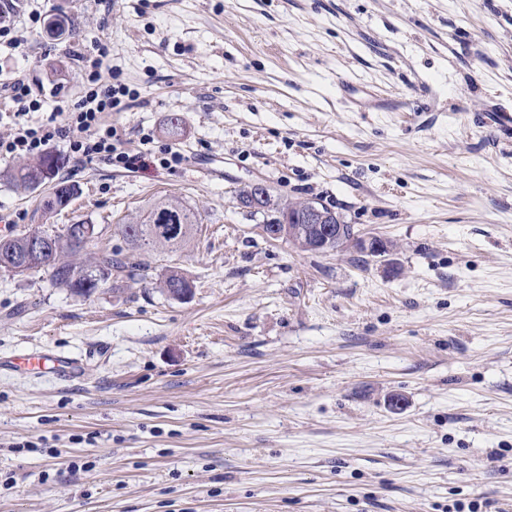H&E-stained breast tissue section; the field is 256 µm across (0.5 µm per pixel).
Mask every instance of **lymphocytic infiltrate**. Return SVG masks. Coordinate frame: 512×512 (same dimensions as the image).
Masks as SVG:
<instances>
[{
    "instance_id": "lymphocytic-infiltrate-1",
    "label": "lymphocytic infiltrate",
    "mask_w": 512,
    "mask_h": 512,
    "mask_svg": "<svg viewBox=\"0 0 512 512\" xmlns=\"http://www.w3.org/2000/svg\"><path fill=\"white\" fill-rule=\"evenodd\" d=\"M93 59L84 70L83 91L76 100L56 105L45 120L33 121L43 102L31 86L17 79L0 90L17 104L16 121L8 138H0V157H28L42 154L53 141L64 143L67 152L85 162L103 159L115 166L131 168L135 159L122 148L115 127L103 121L107 112L122 111L128 88L117 73L102 74L101 63L109 55L107 44L94 42Z\"/></svg>"
}]
</instances>
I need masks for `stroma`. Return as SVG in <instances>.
I'll list each match as a JSON object with an SVG mask.
<instances>
[{
	"label": "stroma",
	"instance_id": "obj_1",
	"mask_svg": "<svg viewBox=\"0 0 512 512\" xmlns=\"http://www.w3.org/2000/svg\"><path fill=\"white\" fill-rule=\"evenodd\" d=\"M64 15L0 83L82 90L108 44L132 92L106 116L126 170L61 143L78 195L55 224L123 246L155 200L198 211L187 245L89 296L0 274V360L78 358L72 382L0 369V512H512V0H0ZM179 136L167 133L171 116ZM183 160L161 165L167 149ZM313 198L363 236L304 252L267 239L235 192ZM48 186L0 177L17 233ZM192 280L178 300L165 269ZM47 442L57 457L29 452ZM82 456L91 468L71 473ZM347 247H355L360 251L366 252L372 256H381L390 251V245L386 240L379 237L364 238L359 235L354 237H343L337 230L330 234V227L325 229V234L318 242L319 250L324 253L338 252ZM186 274L178 267L168 268L158 280V288L168 295L171 292L170 288H174L176 285L181 284L182 288H178L177 292H175V297H179L181 299H187L191 295L189 290H185L187 288H192L191 283L190 286L185 280Z\"/></svg>",
	"mask_w": 512,
	"mask_h": 512
}]
</instances>
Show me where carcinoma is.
<instances>
[{"label": "carcinoma", "instance_id": "carcinoma-1", "mask_svg": "<svg viewBox=\"0 0 512 512\" xmlns=\"http://www.w3.org/2000/svg\"><path fill=\"white\" fill-rule=\"evenodd\" d=\"M60 166V158L51 154H42L29 159L4 177L14 187L31 191L46 180L52 178ZM78 189L73 184L64 182L53 187L48 199L42 201L33 210L31 223L33 226L10 237H0V261L20 253L24 243L31 237L47 235L54 237L58 245L57 259L60 269L52 278L54 285L67 288L70 291L89 296L97 287H84L86 281H96L105 284L133 276L135 270L150 268L148 257L159 246L177 249L189 238L200 216L191 206L176 198H163L156 201L141 216L121 225V234L127 244V249H103L99 251L93 263L84 265L73 260L90 243L86 239L88 224H64L56 226L53 218L65 209L77 195ZM87 272L82 279L71 275L72 268ZM186 274L178 267L168 268L158 280V288L171 292V288L180 284L188 287Z\"/></svg>", "mask_w": 512, "mask_h": 512}]
</instances>
